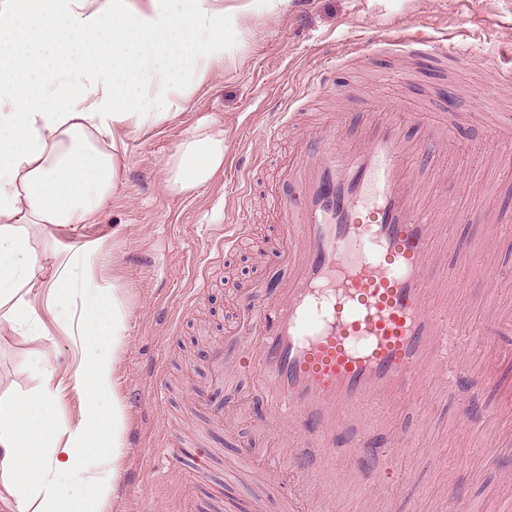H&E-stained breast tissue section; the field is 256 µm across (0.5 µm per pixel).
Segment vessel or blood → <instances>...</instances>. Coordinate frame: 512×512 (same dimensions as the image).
Wrapping results in <instances>:
<instances>
[{
  "label": "vessel or blood",
  "mask_w": 512,
  "mask_h": 512,
  "mask_svg": "<svg viewBox=\"0 0 512 512\" xmlns=\"http://www.w3.org/2000/svg\"><path fill=\"white\" fill-rule=\"evenodd\" d=\"M419 155L403 115L380 100L356 132L312 136L282 173L278 250L288 285L243 289V333L216 355L258 381L279 435L302 429L331 448L369 405L410 399L419 382L496 385L467 358L470 318L443 312L457 303L456 284L432 276L447 214L421 204ZM250 238V225L229 224L220 248L236 251ZM448 248L496 282L486 249ZM169 463L200 472L204 455L174 452Z\"/></svg>",
  "instance_id": "obj_1"
}]
</instances>
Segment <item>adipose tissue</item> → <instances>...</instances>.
<instances>
[{"label":"adipose tissue","mask_w":512,"mask_h":512,"mask_svg":"<svg viewBox=\"0 0 512 512\" xmlns=\"http://www.w3.org/2000/svg\"><path fill=\"white\" fill-rule=\"evenodd\" d=\"M283 0H0V329L41 339L43 302L77 336L69 376L105 410L66 425L49 361L32 395L0 396V501L16 512H104L125 454L115 362L125 292L97 275L105 240L68 243L117 188L129 133L170 122L224 64V32ZM224 132L209 121L164 162L171 195L224 166ZM84 292L80 314L64 302Z\"/></svg>","instance_id":"1"}]
</instances>
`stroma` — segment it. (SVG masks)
<instances>
[{"mask_svg": "<svg viewBox=\"0 0 512 512\" xmlns=\"http://www.w3.org/2000/svg\"><path fill=\"white\" fill-rule=\"evenodd\" d=\"M382 33L428 41L432 52L397 55L374 44ZM225 48L223 67L171 122L129 134L121 184L97 223L71 235L76 244L104 237L99 273L127 287L126 339L115 372L126 405V451L107 512H281L262 486L261 469L241 479L231 474L244 449L269 454L281 442L265 427L269 409L255 380L245 372L217 379L213 352L238 326L243 287L288 278L271 247L280 232L274 195L281 170L319 121L354 128L364 121L366 103L379 96L406 112L448 118L445 141L427 159L434 174L430 201L447 211V230L457 243L495 251L500 275L487 287L452 254L437 274L463 283L480 331L471 356L496 367L512 386V361L492 357L498 338L485 324L489 307L512 303V235L503 232L512 227V158L487 164L491 146L484 138L489 124L512 122V86L497 84L489 67L512 55V0H285L277 14L254 13L229 30ZM286 112L293 123L275 153H267L262 135ZM205 119L224 131L223 169L189 194L165 193L167 155ZM244 169L250 172L245 183L238 179ZM461 175L477 179L476 195L460 194ZM487 204L495 223L456 218ZM241 222L251 224L263 249H240L199 287L211 241L225 225ZM190 291L194 305L180 314ZM41 319L50 339L0 331V394L37 389L42 379L29 370L37 358H49L61 379L78 361L67 330L50 314ZM218 383L224 416L216 422L204 403ZM159 389L166 392L160 406L153 400ZM463 402L475 409L466 423L459 417ZM498 402V388L478 383L455 390L421 385L389 417L372 407L367 425L351 429L367 454H351L341 439L331 455L308 441L305 472L335 469L336 512H366L367 494L386 470L393 475L389 512H512V415L497 425L485 419ZM420 432L424 442L387 460L384 452L396 437ZM180 443L213 450L205 479L171 469L165 451ZM490 445L497 455L487 454Z\"/></svg>", "mask_w": 512, "mask_h": 512, "instance_id": "obj_1", "label": "stroma"}]
</instances>
